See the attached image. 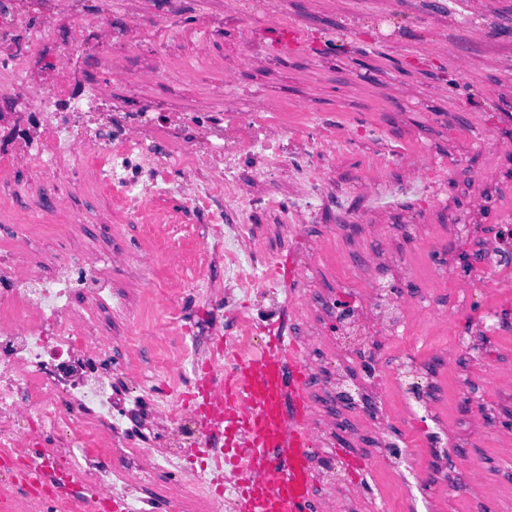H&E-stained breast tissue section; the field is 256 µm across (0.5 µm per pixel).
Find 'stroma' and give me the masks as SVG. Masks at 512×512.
Masks as SVG:
<instances>
[{
	"label": "stroma",
	"instance_id": "1",
	"mask_svg": "<svg viewBox=\"0 0 512 512\" xmlns=\"http://www.w3.org/2000/svg\"><path fill=\"white\" fill-rule=\"evenodd\" d=\"M272 21L242 23L228 13L225 0H183L178 36L145 43L139 67L152 70L167 61L163 85L155 81L132 89L113 81L114 94L139 100L146 95L168 98L171 108L218 112L227 96L243 104L254 99L300 112H355L380 124L411 158L438 154L455 167L439 203L413 202L389 215L376 216L361 190L378 180L376 170L339 169L355 185L351 208L359 223L340 224L324 212L306 234L317 249L310 276L316 287L346 304L365 298L377 275L374 266L356 269L355 258L368 250H386L397 258L390 282L411 296L427 286L439 301L451 305L462 282L479 280L482 238L459 250L448 232L452 215L476 214L484 231L512 216V144L488 150L473 144L470 129L477 117L495 128L512 130V0H470L484 24L474 28L442 15L444 0H267ZM426 24L398 33L399 43H379L355 27V16L392 12L405 20L410 9ZM224 21L209 58L192 54L191 35L208 16ZM302 29L315 39L307 48L288 50L271 63L238 61L237 44L249 36L256 50H267L280 30ZM236 67L233 87L224 70ZM199 70L200 83L180 77ZM87 240L98 249H120L137 255L144 244L129 215L104 202L86 200ZM141 281L121 270L112 272V293L128 309L113 313L102 327L110 335H127L139 320L134 308ZM324 371L348 374L352 391H360L362 357L382 364H401L408 385L427 395V409L404 419L388 415L384 436L415 443L430 436L437 444L421 451L425 481L432 489L429 507H413L394 489L399 462L352 439L348 423L364 412L359 401L325 403L321 409L336 422L331 455L347 463L345 485L332 496L350 498L356 512H512V295L478 293L470 308L445 313L432 326L411 327L406 337L385 336L367 353L344 352L321 343Z\"/></svg>",
	"mask_w": 512,
	"mask_h": 512
}]
</instances>
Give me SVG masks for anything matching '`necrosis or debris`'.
<instances>
[{
  "instance_id": "1",
  "label": "necrosis or debris",
  "mask_w": 512,
  "mask_h": 512,
  "mask_svg": "<svg viewBox=\"0 0 512 512\" xmlns=\"http://www.w3.org/2000/svg\"><path fill=\"white\" fill-rule=\"evenodd\" d=\"M131 0H0V204L26 196L36 210L18 220L22 235L66 216L93 196L129 213L150 247L172 268L163 289L144 288L141 310L169 315L166 335L102 333L98 314L112 307V268L140 277L143 261L81 242L60 252L0 248V512H237L245 470L234 442L212 437L195 376L222 378L264 345V318L307 343L311 244L303 230L324 211L350 221V188L338 164L386 169L401 160L379 128L352 116L317 117L257 102L255 111L225 103L220 112H173L150 103L129 109L112 78L138 84L123 69L144 37L170 30L181 0L165 16L133 13ZM129 12L113 30V7ZM422 176L387 180L371 194L390 206L442 192L449 166L428 159ZM279 217L295 254L292 279L274 264L255 271L261 245L250 230ZM512 249V226L486 239L484 287L512 292L498 257ZM203 290L197 326L182 325L186 292ZM421 299L379 289L362 312L341 317L333 346L357 351L382 331L376 311L390 304L399 323L431 315ZM121 344L122 360L112 358ZM169 386L148 408L137 398L155 374ZM372 411L412 414L399 371L367 364Z\"/></svg>"
}]
</instances>
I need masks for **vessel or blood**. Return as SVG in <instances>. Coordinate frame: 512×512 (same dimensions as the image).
Returning a JSON list of instances; mask_svg holds the SVG:
<instances>
[{
	"label": "vessel or blood",
	"instance_id": "vessel-or-blood-1",
	"mask_svg": "<svg viewBox=\"0 0 512 512\" xmlns=\"http://www.w3.org/2000/svg\"><path fill=\"white\" fill-rule=\"evenodd\" d=\"M293 351V337L277 330L273 343L224 379L220 397L240 410L249 433L242 453L267 475L260 483H241L240 512H317L304 427L306 377Z\"/></svg>",
	"mask_w": 512,
	"mask_h": 512
}]
</instances>
